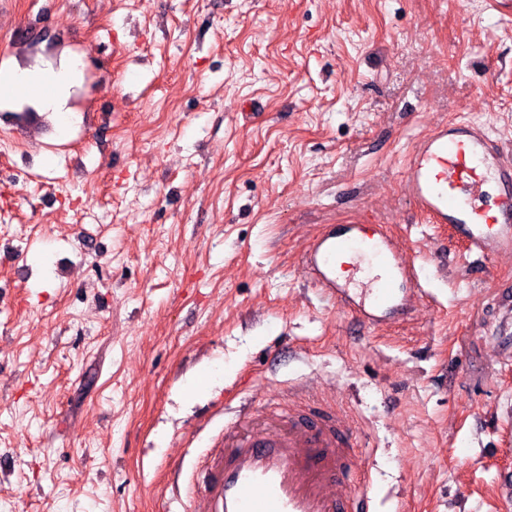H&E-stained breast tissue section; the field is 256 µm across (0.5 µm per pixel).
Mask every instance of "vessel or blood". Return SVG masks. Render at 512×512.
<instances>
[{
    "label": "vessel or blood",
    "mask_w": 512,
    "mask_h": 512,
    "mask_svg": "<svg viewBox=\"0 0 512 512\" xmlns=\"http://www.w3.org/2000/svg\"><path fill=\"white\" fill-rule=\"evenodd\" d=\"M403 189L431 223L450 225L467 255L485 265L512 257V151L470 120L439 125L410 154ZM348 257V277L338 260ZM304 264L321 293L345 308L364 329L403 318L420 269L405 245L386 226L336 224L317 236ZM377 268L365 288L356 276ZM352 429L312 407L266 413L261 427L224 431L219 448L196 467L193 481L204 512H367L368 495L358 490L342 498L331 486L353 471Z\"/></svg>",
    "instance_id": "vessel-or-blood-1"
}]
</instances>
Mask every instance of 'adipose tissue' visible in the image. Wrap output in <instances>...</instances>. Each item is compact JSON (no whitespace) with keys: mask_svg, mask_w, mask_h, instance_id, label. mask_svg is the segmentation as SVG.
Here are the masks:
<instances>
[{"mask_svg":"<svg viewBox=\"0 0 512 512\" xmlns=\"http://www.w3.org/2000/svg\"><path fill=\"white\" fill-rule=\"evenodd\" d=\"M72 79L69 71L19 73L6 69L0 71V100L33 101L41 108L61 113Z\"/></svg>","mask_w":512,"mask_h":512,"instance_id":"1","label":"adipose tissue"}]
</instances>
